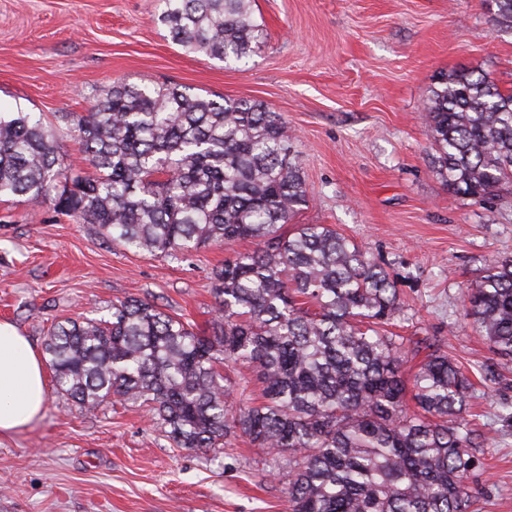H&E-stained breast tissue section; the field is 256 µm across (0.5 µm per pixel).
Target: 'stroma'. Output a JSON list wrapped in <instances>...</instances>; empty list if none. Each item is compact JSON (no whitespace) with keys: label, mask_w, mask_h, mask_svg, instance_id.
<instances>
[{"label":"stroma","mask_w":512,"mask_h":512,"mask_svg":"<svg viewBox=\"0 0 512 512\" xmlns=\"http://www.w3.org/2000/svg\"><path fill=\"white\" fill-rule=\"evenodd\" d=\"M266 39L244 70L185 53L156 0H0V112H34L61 152L92 168L61 112L87 111L112 82H174L247 98L295 135L309 203L298 224H332L396 279L395 333L425 338L475 379L492 439L470 478L477 512H512V358L477 336L463 294L512 257V194L478 203L435 173L425 102L438 76L475 70L512 91V29L488 0H254ZM241 241L174 259L113 245L24 197L0 200V322L36 348L51 326L108 315L134 296L207 335L213 272ZM288 462L245 439L212 456L175 447L145 409L97 410L49 391L41 419L0 436V512H289Z\"/></svg>","instance_id":"stroma-1"}]
</instances>
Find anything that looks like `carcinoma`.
Returning a JSON list of instances; mask_svg holds the SVG:
<instances>
[{
    "mask_svg": "<svg viewBox=\"0 0 512 512\" xmlns=\"http://www.w3.org/2000/svg\"><path fill=\"white\" fill-rule=\"evenodd\" d=\"M173 42L239 68L265 30L250 0H158ZM512 28V0H494ZM426 118L434 170L484 202L512 187V93L476 71L442 74ZM84 175L50 126L0 114V197H27L112 243L178 257L248 240L212 288L210 336L148 299L108 318L65 320L46 342L55 389L94 410L111 396L148 408L178 448L237 437L288 457L289 512H471L477 449L469 373L434 350L407 377L420 342L389 336L401 316L389 273L330 224H290L308 202L293 137L257 100L200 96L178 84L116 82L89 112H67ZM464 316L493 352L512 355V259L467 289ZM257 373L258 405L219 366Z\"/></svg>",
    "mask_w": 512,
    "mask_h": 512,
    "instance_id": "1",
    "label": "carcinoma"
}]
</instances>
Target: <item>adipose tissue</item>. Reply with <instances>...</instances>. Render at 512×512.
Masks as SVG:
<instances>
[{"label": "adipose tissue", "mask_w": 512, "mask_h": 512, "mask_svg": "<svg viewBox=\"0 0 512 512\" xmlns=\"http://www.w3.org/2000/svg\"><path fill=\"white\" fill-rule=\"evenodd\" d=\"M46 398L42 354L11 323L0 322V434L34 422Z\"/></svg>", "instance_id": "adipose-tissue-1"}]
</instances>
